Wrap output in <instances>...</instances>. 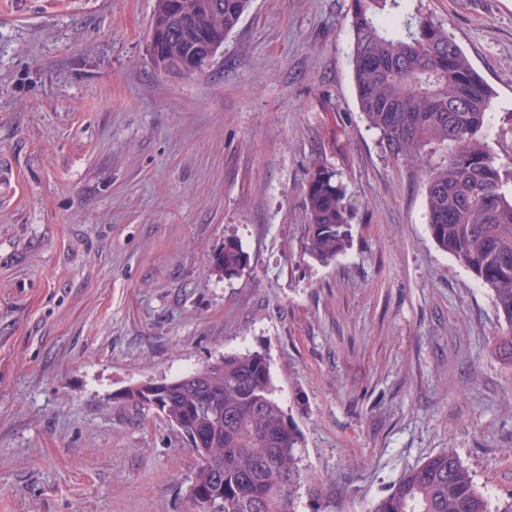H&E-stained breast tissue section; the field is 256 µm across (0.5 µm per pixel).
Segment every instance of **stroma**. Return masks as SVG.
Masks as SVG:
<instances>
[{"label": "stroma", "instance_id": "stroma-1", "mask_svg": "<svg viewBox=\"0 0 512 512\" xmlns=\"http://www.w3.org/2000/svg\"><path fill=\"white\" fill-rule=\"evenodd\" d=\"M154 3L0 0V512H193L196 454L122 394L247 350L301 431V512H373L448 447L503 512L506 325L361 118L350 0H253L185 76L152 61ZM423 3L492 88L512 170V0ZM318 158L355 202L329 263L307 250ZM245 258L241 243L235 238H227L224 247L217 254L215 266L224 271V274H232L243 266Z\"/></svg>", "mask_w": 512, "mask_h": 512}]
</instances>
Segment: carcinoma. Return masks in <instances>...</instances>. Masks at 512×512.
Segmentation results:
<instances>
[{
	"label": "carcinoma",
	"instance_id": "obj_1",
	"mask_svg": "<svg viewBox=\"0 0 512 512\" xmlns=\"http://www.w3.org/2000/svg\"><path fill=\"white\" fill-rule=\"evenodd\" d=\"M252 0H156L150 27L155 66L199 74L236 29ZM350 57L358 108L395 158L417 163L428 227L437 245L492 293L507 331L497 356L512 366V172L484 134L492 90L422 0H350ZM446 148L438 165L427 155ZM308 251L329 263L349 243L352 196L317 161L305 187ZM245 252L227 238L215 266L237 272ZM161 411L199 457L190 496H213L212 512H298L300 432L278 398L258 351L227 353L181 375ZM374 512H490L454 448L401 476Z\"/></svg>",
	"mask_w": 512,
	"mask_h": 512
}]
</instances>
